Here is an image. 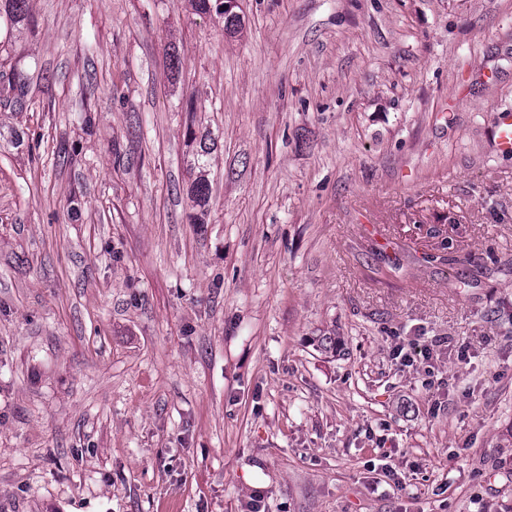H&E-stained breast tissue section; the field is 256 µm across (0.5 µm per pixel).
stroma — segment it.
<instances>
[{"instance_id": "stroma-1", "label": "stroma", "mask_w": 512, "mask_h": 512, "mask_svg": "<svg viewBox=\"0 0 512 512\" xmlns=\"http://www.w3.org/2000/svg\"><path fill=\"white\" fill-rule=\"evenodd\" d=\"M240 12L0 18V512H512V0ZM211 149L212 148L210 147V144H207L205 139L200 140L199 150H197L196 153V159L198 164L197 168L202 170L199 171L200 175L197 176L190 185V193L192 198L194 199L196 205H198L200 208H204L209 201L210 188L206 175L203 171L204 162L202 161V158L209 154ZM200 165H202V167ZM393 355L395 358H400L403 366H413L415 363L429 360L430 348L421 346L416 342H410L406 345H399Z\"/></svg>"}]
</instances>
